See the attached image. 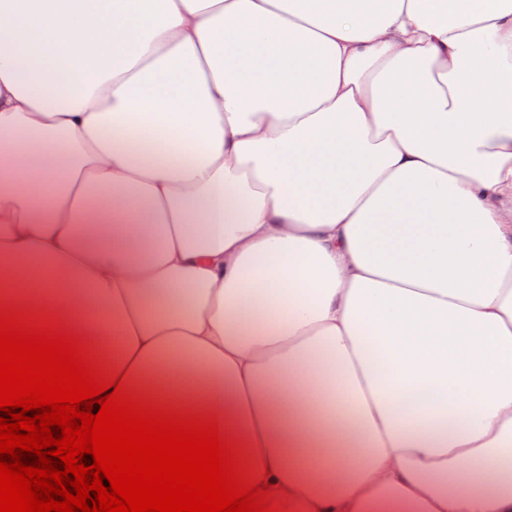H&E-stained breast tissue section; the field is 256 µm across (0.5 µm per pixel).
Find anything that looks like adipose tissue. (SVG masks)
Returning a JSON list of instances; mask_svg holds the SVG:
<instances>
[{
	"mask_svg": "<svg viewBox=\"0 0 512 512\" xmlns=\"http://www.w3.org/2000/svg\"><path fill=\"white\" fill-rule=\"evenodd\" d=\"M0 300L285 512H512V0H0Z\"/></svg>",
	"mask_w": 512,
	"mask_h": 512,
	"instance_id": "adipose-tissue-1",
	"label": "adipose tissue"
}]
</instances>
